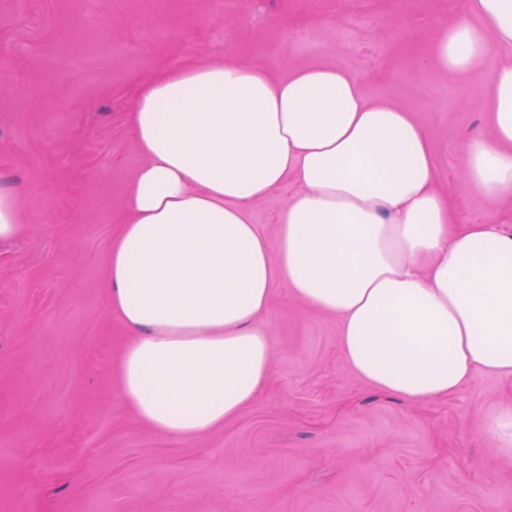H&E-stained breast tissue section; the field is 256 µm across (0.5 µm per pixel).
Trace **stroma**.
Instances as JSON below:
<instances>
[{"label": "stroma", "mask_w": 512, "mask_h": 512, "mask_svg": "<svg viewBox=\"0 0 512 512\" xmlns=\"http://www.w3.org/2000/svg\"><path fill=\"white\" fill-rule=\"evenodd\" d=\"M469 17L467 0H0V181L28 226L0 243V512H512V462L483 432L512 376L426 404L379 391L345 362L338 316L285 285L262 321L270 382L224 426L159 437L113 373L129 336L106 278L146 160L128 128L138 84L179 63L349 71L424 129L459 223L511 229L512 191L477 192L464 146L512 51L459 75L430 59ZM295 191L252 205L269 243Z\"/></svg>", "instance_id": "obj_1"}]
</instances>
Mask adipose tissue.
<instances>
[{
    "label": "adipose tissue",
    "mask_w": 512,
    "mask_h": 512,
    "mask_svg": "<svg viewBox=\"0 0 512 512\" xmlns=\"http://www.w3.org/2000/svg\"><path fill=\"white\" fill-rule=\"evenodd\" d=\"M468 11L474 22L435 39L444 72L512 47V0H468ZM136 97L128 125L146 160L112 242L108 295L132 334L118 393L152 432L199 437L265 390L260 322L278 284L339 317L344 360L382 391L429 402L479 374L512 376V231L457 222L410 112L323 65L279 78L266 65L201 62ZM490 112L465 168L496 197L512 189V59L493 72ZM289 181L299 189L272 245L248 209Z\"/></svg>",
    "instance_id": "adipose-tissue-1"
}]
</instances>
